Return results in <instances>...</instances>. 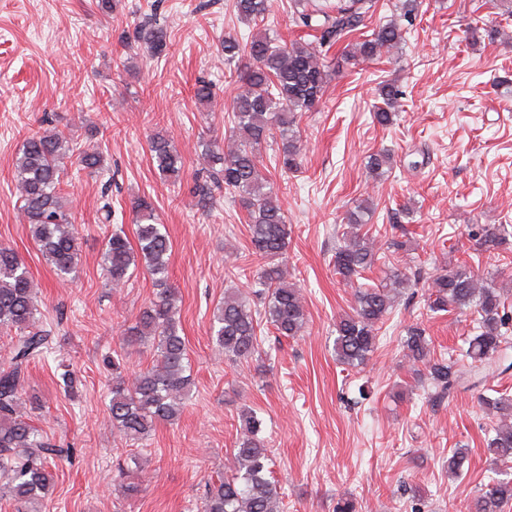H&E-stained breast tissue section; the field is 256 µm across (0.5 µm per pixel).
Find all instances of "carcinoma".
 <instances>
[{"label": "carcinoma", "mask_w": 512, "mask_h": 512, "mask_svg": "<svg viewBox=\"0 0 512 512\" xmlns=\"http://www.w3.org/2000/svg\"><path fill=\"white\" fill-rule=\"evenodd\" d=\"M232 6L240 19L257 27L266 23L272 0H233ZM375 8L376 0H336L329 5L326 0H289L292 21L313 31L312 41L299 38L281 43L259 30L244 42L236 33H224V65L234 66L230 76L238 79L241 90L232 102V133L222 143L205 145L208 168L205 179L195 184V194L203 202L215 190L234 194L247 213L252 253L261 261L249 291L225 296L213 312L212 344L228 361L247 360L257 352L262 324L286 338L300 335L306 324L302 290L286 280L279 262L288 245V224L277 193L260 172L261 151L268 142L278 140L280 169L297 168V118L321 101L329 79L326 53L332 48L357 34L363 40L345 52L346 58L375 60L404 40L406 30L396 20L376 25L369 35L364 32ZM133 39L152 57L162 56L168 48L167 30L155 21L137 25ZM400 95L393 84L380 86L383 106L374 112L379 125L393 123ZM150 152L163 178L179 179L182 157L168 137L154 135ZM74 154L81 169L90 174L104 167L99 147H75L60 130L30 136L13 162L23 220L46 263L66 281L76 277L79 265V231L62 203V165ZM101 211L103 223L112 226L102 253L107 283L120 288L141 268L156 288L154 298L124 338L127 344L148 346L153 352L152 366L128 379L122 359L112 358L108 405L112 430L120 439L136 443L147 439L157 425L178 420L189 400L191 367L176 319L177 294L169 284L171 242L151 202L145 198L134 202L135 246L123 227L112 225V204L105 202ZM370 212L365 200L356 206L343 229V245L336 249V275L347 284L355 283L379 260L376 237L365 229L363 220ZM408 283L405 275L386 269L379 284L356 290L352 312L336 321L334 352L341 363L358 368L368 361L379 330ZM506 301L503 289L459 263L434 276L429 308L436 312L473 310L476 334L463 357L471 360V367L479 368L504 359L512 338ZM38 313L36 285L28 267L15 250L0 246V333L13 334L11 346L0 356V488L13 502L14 512H42L53 491L52 467L62 457L73 455V449L61 448L39 433L23 398L27 367L46 356L54 340L52 330L39 324ZM401 345L409 361L424 365L433 396L443 399L469 387L460 360L431 356V341L420 325L407 328ZM479 399L485 409L502 418L512 415V396L505 392ZM487 447L493 454L492 464L512 460V424L497 426ZM270 464L261 422L247 410L225 465L231 475L206 484L200 512H280L281 487ZM510 503L512 479H498L486 486L468 512H503Z\"/></svg>", "instance_id": "carcinoma-1"}]
</instances>
